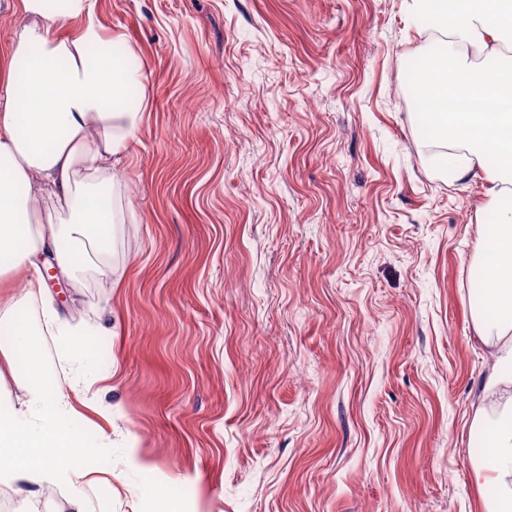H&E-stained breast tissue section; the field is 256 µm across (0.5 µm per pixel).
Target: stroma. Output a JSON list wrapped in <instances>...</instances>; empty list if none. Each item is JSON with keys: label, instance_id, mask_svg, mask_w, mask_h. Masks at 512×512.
Wrapping results in <instances>:
<instances>
[{"label": "stroma", "instance_id": "35a3bbf8", "mask_svg": "<svg viewBox=\"0 0 512 512\" xmlns=\"http://www.w3.org/2000/svg\"><path fill=\"white\" fill-rule=\"evenodd\" d=\"M135 52L141 118L112 171L126 220L55 305L26 303L111 482L88 512H485L471 420L491 349L469 261L494 214L448 183L409 94L430 54L404 0H95ZM68 483L0 512H68Z\"/></svg>", "mask_w": 512, "mask_h": 512}]
</instances>
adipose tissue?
<instances>
[{
    "label": "adipose tissue",
    "mask_w": 512,
    "mask_h": 512,
    "mask_svg": "<svg viewBox=\"0 0 512 512\" xmlns=\"http://www.w3.org/2000/svg\"><path fill=\"white\" fill-rule=\"evenodd\" d=\"M407 11L432 18L448 39L414 85L432 137L453 149L449 181L478 178L488 185L496 223L484 225L471 262L484 301L472 315L476 333L496 348L483 383L497 412L477 411L473 425L485 446L472 470L477 487H492L486 512H512V57L501 43L512 34V0H405ZM29 18L0 60V275L34 271L29 297L45 307L46 327L62 338V356L94 357L91 343L67 331L37 273L51 257L62 273L90 253H106L113 225L123 223L112 197V162L140 121L130 94L143 85L133 51H116L101 36L92 0H15ZM49 197L62 223L43 222L39 201ZM12 328L7 363L24 365L23 401L0 388V484L37 493L67 465L69 512H87L85 489L98 471L99 442L78 421L74 394L35 348L37 330L12 301L0 302Z\"/></svg>",
    "instance_id": "obj_1"
}]
</instances>
